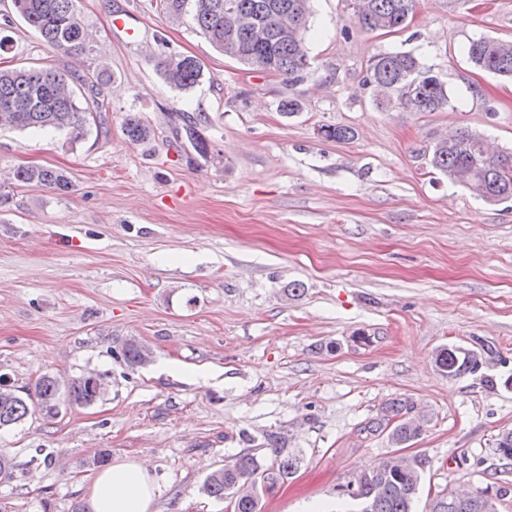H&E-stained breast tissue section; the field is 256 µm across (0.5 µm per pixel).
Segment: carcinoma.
Masks as SVG:
<instances>
[{"instance_id":"1","label":"carcinoma","mask_w":512,"mask_h":512,"mask_svg":"<svg viewBox=\"0 0 512 512\" xmlns=\"http://www.w3.org/2000/svg\"><path fill=\"white\" fill-rule=\"evenodd\" d=\"M225 2L227 0H159V5L174 19L192 13L200 33L222 52L227 44ZM233 2L241 14L250 18L253 26L271 34V38L261 44L244 35L236 36L233 43L236 60L281 75L290 83L302 80L309 65L306 34L310 0ZM278 3L288 5V14L272 9V5ZM11 7L49 47L69 55L87 51L90 39L77 0H11ZM413 8L414 0H358L353 15L364 30L390 33L408 24ZM467 55L480 70L512 77V43L481 37L470 42ZM162 75L170 87L189 90L200 83L203 67L195 57L170 56L162 62ZM107 78L109 74L104 69L90 84L79 77H69L51 65L1 67L0 129L69 130L78 139L97 114L106 109L100 86ZM73 82L87 89L82 106L75 97ZM366 82L375 88L376 103L380 106L397 103L414 112H437L448 104L445 83L409 53L373 56L368 62ZM124 131L134 142L143 141L149 135L148 127L135 117L126 119ZM429 163L488 203L512 199V152L489 151L482 136L472 130L463 129L449 138H437ZM14 178L62 192L72 188L65 172L50 167H21L15 170ZM117 355L131 368L142 364L143 350L132 339L118 346ZM436 364L453 377L480 369L477 357L460 347L441 350ZM95 401L96 386L91 379L73 378L63 392L56 378L45 375L37 380L32 394L23 396L15 389L12 396L0 397V428L25 420L35 408L53 417L64 403L88 406ZM407 413V402L394 401L385 407L381 418L369 426V430L387 429L393 443L407 444L422 432L420 424L405 417ZM300 464L298 456L289 454L274 460L263 470L253 456L241 455L233 463L212 471L203 489L211 497L229 500L231 512H260L261 493L294 474ZM428 466L430 460L424 455L393 456L376 469L352 477L339 491L358 502V512H414L421 475ZM448 497L447 493L436 495L425 512H489V500L480 492L467 496L459 508L452 507Z\"/></svg>"}]
</instances>
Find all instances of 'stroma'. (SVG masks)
<instances>
[{"label":"stroma","instance_id":"35a3bbf8","mask_svg":"<svg viewBox=\"0 0 512 512\" xmlns=\"http://www.w3.org/2000/svg\"><path fill=\"white\" fill-rule=\"evenodd\" d=\"M78 9L90 54L51 50L18 17L5 31L10 65H104L110 80L79 139L0 129V376L30 388L93 374L105 393L0 429L14 465L0 504L74 512L103 452L149 468L157 512H227L203 483L243 454L301 458L261 512H355L338 485L398 453L430 459L424 497L512 490L496 452L512 431V200L475 198L426 153L452 129L512 152V80L466 55L482 36L512 42V0H416L393 34L362 30L350 0H311L295 84L224 56L156 0ZM389 52L438 75L447 107H378L367 65ZM172 55L198 58L202 82L167 85ZM289 97L302 103L291 118ZM131 115L146 140L125 135ZM327 125L355 137L325 139ZM29 165L63 170L71 191L12 179ZM129 338L152 348L148 363L113 355ZM450 346L484 351L482 368L449 377L435 358ZM394 400L423 424L405 446L368 429Z\"/></svg>","mask_w":512,"mask_h":512}]
</instances>
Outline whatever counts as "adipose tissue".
<instances>
[{
	"mask_svg": "<svg viewBox=\"0 0 512 512\" xmlns=\"http://www.w3.org/2000/svg\"><path fill=\"white\" fill-rule=\"evenodd\" d=\"M156 483L146 466L134 461L113 463L93 478L91 512H153Z\"/></svg>",
	"mask_w": 512,
	"mask_h": 512,
	"instance_id": "obj_1",
	"label": "adipose tissue"
}]
</instances>
